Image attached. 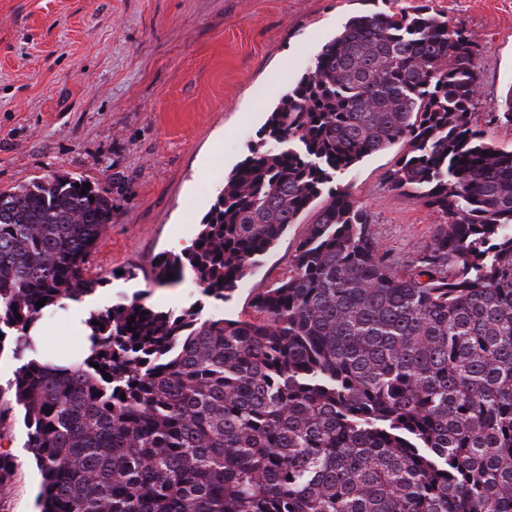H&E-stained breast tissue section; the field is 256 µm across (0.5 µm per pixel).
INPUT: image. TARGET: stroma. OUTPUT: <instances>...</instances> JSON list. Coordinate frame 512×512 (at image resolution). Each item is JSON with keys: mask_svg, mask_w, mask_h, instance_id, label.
<instances>
[{"mask_svg": "<svg viewBox=\"0 0 512 512\" xmlns=\"http://www.w3.org/2000/svg\"><path fill=\"white\" fill-rule=\"evenodd\" d=\"M421 0H0V190L71 174L104 189L112 222L89 258L90 277L116 303L143 292L165 310L250 318L256 293L285 279L313 213L304 214L226 302L204 299L191 270L174 286L153 272L195 239L231 171L262 136L270 110L358 12ZM481 38L475 120L512 145V126L487 122L512 87V0H422ZM403 145L339 178L366 208L399 267L428 243L439 218L391 191L385 173ZM0 352V453L13 458L0 512H36L40 474Z\"/></svg>", "mask_w": 512, "mask_h": 512, "instance_id": "stroma-1", "label": "stroma"}]
</instances>
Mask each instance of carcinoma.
<instances>
[{"mask_svg":"<svg viewBox=\"0 0 512 512\" xmlns=\"http://www.w3.org/2000/svg\"><path fill=\"white\" fill-rule=\"evenodd\" d=\"M483 49L425 5L322 46L155 270L225 302L322 201L249 319L137 294L89 314L82 361L32 357L43 313L95 290L112 203L69 175L0 192V352L11 338L40 512H512V147L474 124ZM399 143L390 188L441 220L404 271L333 186Z\"/></svg>","mask_w":512,"mask_h":512,"instance_id":"cac0c4a2","label":"carcinoma"}]
</instances>
